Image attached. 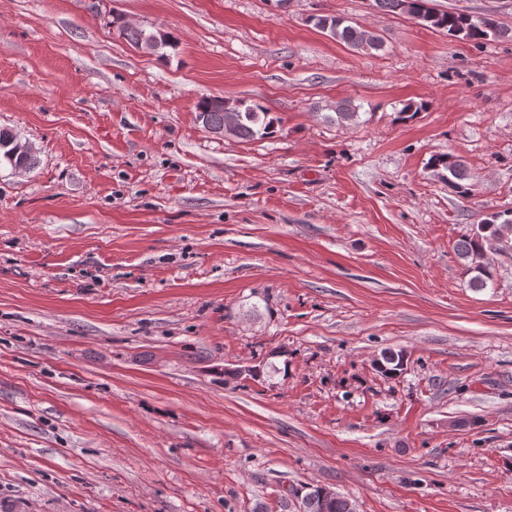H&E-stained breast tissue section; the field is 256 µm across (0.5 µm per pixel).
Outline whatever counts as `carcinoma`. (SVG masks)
<instances>
[{
	"mask_svg": "<svg viewBox=\"0 0 512 512\" xmlns=\"http://www.w3.org/2000/svg\"><path fill=\"white\" fill-rule=\"evenodd\" d=\"M374 6L383 12L406 14L428 28L475 43L512 40V28L501 25L494 16L439 11L433 7L432 0H374ZM310 22L327 36L354 50L370 54L383 47V39L379 35L352 24L342 16L316 15L310 18ZM119 31L132 47L145 52L155 53L166 46L162 37L137 26L122 24ZM197 109L199 118L208 129H222L224 135L243 141L267 135L274 127L268 112L241 100L230 102L219 97L206 98L199 102ZM327 119L342 125L351 124L359 120V112L351 103L344 101L336 104L335 115H329ZM2 162L13 171H30L36 167L37 157L32 146L22 140L17 132L1 128ZM430 167L448 172V186L459 198L464 199L470 194L467 184L470 174L463 157L453 153L436 155L431 159ZM455 251L462 261L464 273L470 276L469 286L476 290L488 287L496 275V256L512 251V210L493 212L481 223L472 225L456 244ZM376 364L377 371L388 378L401 370L403 356L383 352ZM302 505L304 512H352L349 499L337 494L325 502L316 489L305 495Z\"/></svg>",
	"mask_w": 512,
	"mask_h": 512,
	"instance_id": "obj_1",
	"label": "carcinoma"
}]
</instances>
